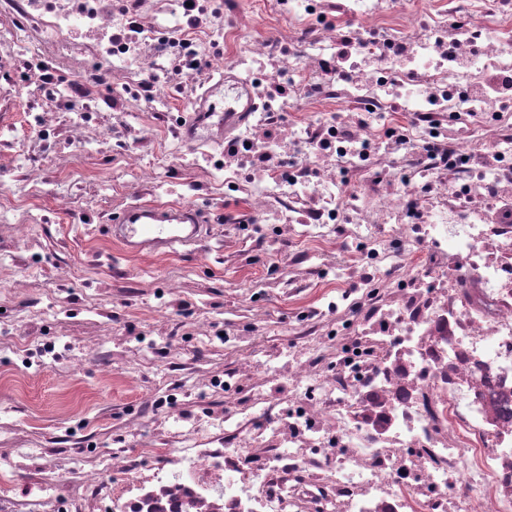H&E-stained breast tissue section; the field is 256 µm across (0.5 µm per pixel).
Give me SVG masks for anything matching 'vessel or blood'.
<instances>
[{
  "label": "vessel or blood",
  "mask_w": 512,
  "mask_h": 512,
  "mask_svg": "<svg viewBox=\"0 0 512 512\" xmlns=\"http://www.w3.org/2000/svg\"><path fill=\"white\" fill-rule=\"evenodd\" d=\"M204 220L198 212L159 208L151 205L133 207L120 223L111 225L110 234L130 254L144 250L169 253L175 246L201 241Z\"/></svg>",
  "instance_id": "b4317fda"
}]
</instances>
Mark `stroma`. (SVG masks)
<instances>
[{"label":"stroma","mask_w":512,"mask_h":512,"mask_svg":"<svg viewBox=\"0 0 512 512\" xmlns=\"http://www.w3.org/2000/svg\"><path fill=\"white\" fill-rule=\"evenodd\" d=\"M0 93L12 100L9 115L0 121V145L35 138L29 105L36 88L5 86ZM104 149L101 143L86 145L73 174L51 178L42 204L51 206L55 198L69 195L73 181L86 176L98 179V195L82 199V206L116 221L127 202H178L163 171L155 173L157 191L143 196L132 192L138 171L120 157H113L110 172L100 171L97 158ZM193 204L208 218L205 239L166 255L125 252L103 221L71 224L51 212L30 224V238L41 251L11 266L0 289H24L28 303L15 309L16 326L24 328L31 313L40 311L37 341L54 352L23 359L0 351V444L24 434L35 448L54 449L89 470L106 463L108 449L135 453L155 445L159 429L174 419L173 413L157 410L155 402L171 389L182 391L193 415L207 419L220 414L223 390L197 387L189 367L221 374L245 360L260 368L271 347L299 356L291 334L297 302L275 285L284 273L280 258L294 249V242L278 238L277 255L258 253L246 260L244 250L267 234V225L238 227L241 243L229 248L225 226L217 219L225 200L201 194ZM173 282L181 286L180 307L168 311L163 303ZM194 320L210 323L214 335H186L185 324ZM245 325L255 332L254 344L224 341V333ZM132 329L142 332L141 345L131 342ZM76 360L81 366L74 372L70 365ZM132 418L141 422L135 433L127 429Z\"/></svg>","instance_id":"obj_1"}]
</instances>
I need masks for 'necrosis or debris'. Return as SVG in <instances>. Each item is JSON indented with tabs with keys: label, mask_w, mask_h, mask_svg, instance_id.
Here are the masks:
<instances>
[{
	"label": "necrosis or debris",
	"mask_w": 512,
	"mask_h": 512,
	"mask_svg": "<svg viewBox=\"0 0 512 512\" xmlns=\"http://www.w3.org/2000/svg\"><path fill=\"white\" fill-rule=\"evenodd\" d=\"M257 11L265 30L242 35ZM0 20V81L75 116L14 146L31 197L62 139L121 142L138 165L154 142L124 117L141 105L182 185L170 100L218 76L226 146L199 189L238 193L226 224L298 237L289 265L329 245L337 286L322 308L318 273L289 274L301 357L268 349L255 394L182 416L147 464L117 448L64 472L14 438L0 512H464L474 492L512 512V0H0Z\"/></svg>",
	"instance_id": "obj_1"
}]
</instances>
